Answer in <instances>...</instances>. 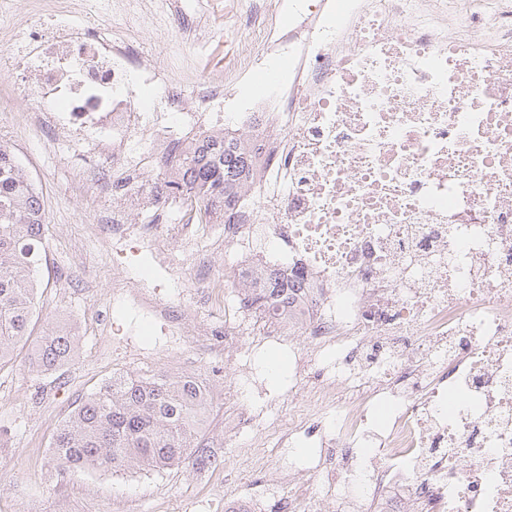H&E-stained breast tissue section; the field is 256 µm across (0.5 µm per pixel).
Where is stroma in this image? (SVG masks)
<instances>
[{"instance_id": "1", "label": "stroma", "mask_w": 512, "mask_h": 512, "mask_svg": "<svg viewBox=\"0 0 512 512\" xmlns=\"http://www.w3.org/2000/svg\"><path fill=\"white\" fill-rule=\"evenodd\" d=\"M232 5L233 0H209L208 19L217 36L191 61L199 74L222 69L241 51L223 33ZM13 151L39 185L45 211L47 258L39 266L32 337L40 339L47 325L70 323L81 342L75 360L53 374L28 372L27 346L16 351L12 365L0 369V512H225L224 387L241 376L242 368L225 366L202 340L165 335L158 318L114 301L112 266L86 232L96 215L115 205L134 224L154 222L153 213L72 182V169L106 165L105 157L79 150L58 157L35 139L14 145ZM127 371L176 373L208 382L213 407L201 435L215 465L118 475L55 473L50 444L59 424L114 373Z\"/></svg>"}]
</instances>
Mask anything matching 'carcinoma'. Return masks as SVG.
Returning a JSON list of instances; mask_svg holds the SVG:
<instances>
[{"mask_svg":"<svg viewBox=\"0 0 512 512\" xmlns=\"http://www.w3.org/2000/svg\"><path fill=\"white\" fill-rule=\"evenodd\" d=\"M247 159L237 139L211 133L182 153L173 189L210 223L240 181ZM44 211L13 150L0 141V366L27 340L35 309L37 253ZM78 334L57 326L40 338L28 368L46 375L75 359ZM212 407L209 386L190 376L114 375L91 393L57 428L51 463L60 474L136 467L160 470L213 463L198 444Z\"/></svg>","mask_w":512,"mask_h":512,"instance_id":"cac0c4a2","label":"carcinoma"}]
</instances>
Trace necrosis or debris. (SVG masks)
<instances>
[{"label":"necrosis or debris","instance_id":"obj_1","mask_svg":"<svg viewBox=\"0 0 512 512\" xmlns=\"http://www.w3.org/2000/svg\"><path fill=\"white\" fill-rule=\"evenodd\" d=\"M9 7L0 64L19 73L1 112L15 142L109 159L74 170L164 214L176 161L200 129L244 125L251 164L224 221L129 223L113 208L93 231L112 250L119 300L161 315L158 290L127 276V247L177 237L182 284L211 326L177 336L297 349L289 402L308 394L277 445L322 454L318 485L283 486L264 452L224 481L250 512H512V0H239L226 27L247 51L204 76L186 62L211 31L173 0ZM151 39L137 40L143 22ZM224 248L225 273L195 247ZM289 304H256L255 275ZM234 382L224 445L258 416Z\"/></svg>","mask_w":512,"mask_h":512}]
</instances>
